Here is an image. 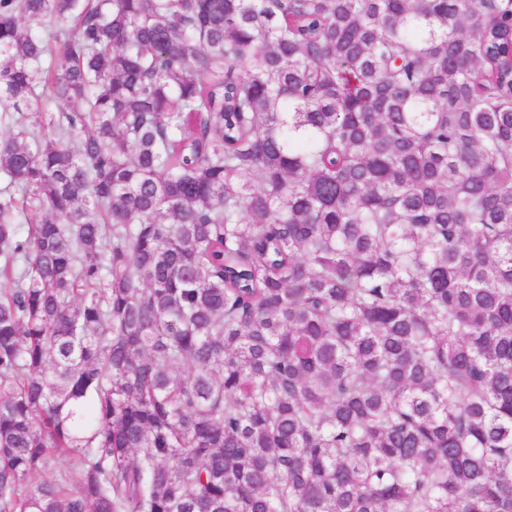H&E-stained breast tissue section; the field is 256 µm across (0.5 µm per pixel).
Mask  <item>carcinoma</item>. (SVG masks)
I'll return each mask as SVG.
<instances>
[{"label":"carcinoma","instance_id":"obj_1","mask_svg":"<svg viewBox=\"0 0 512 512\" xmlns=\"http://www.w3.org/2000/svg\"><path fill=\"white\" fill-rule=\"evenodd\" d=\"M0 101V512H512V0H0Z\"/></svg>","mask_w":512,"mask_h":512}]
</instances>
